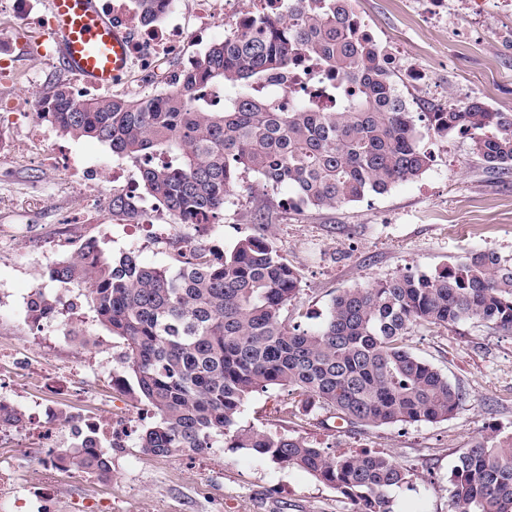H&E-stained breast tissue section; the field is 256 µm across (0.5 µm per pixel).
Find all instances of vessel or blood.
<instances>
[{"mask_svg": "<svg viewBox=\"0 0 512 512\" xmlns=\"http://www.w3.org/2000/svg\"><path fill=\"white\" fill-rule=\"evenodd\" d=\"M48 10V35L70 73L108 89L128 71V36L97 0H48Z\"/></svg>", "mask_w": 512, "mask_h": 512, "instance_id": "vessel-or-blood-1", "label": "vessel or blood"}]
</instances>
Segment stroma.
I'll return each mask as SVG.
<instances>
[{
  "mask_svg": "<svg viewBox=\"0 0 512 512\" xmlns=\"http://www.w3.org/2000/svg\"><path fill=\"white\" fill-rule=\"evenodd\" d=\"M225 0H175L192 16L207 6L212 27L159 58L149 70L132 68L112 87L129 98L168 84L224 38ZM384 50L396 51L395 81L414 104L459 105L483 99L492 109L512 112V10L479 0L473 13L449 5L444 21L433 17L431 0H353ZM46 0L26 14L0 0V137L11 143L0 157V348L28 359L31 370L12 376L26 409L54 381L57 397L96 417L128 418L136 438L113 452L112 478L73 480L54 475L62 512L85 501L93 512H351L338 490L295 467L276 464L244 449L215 448L160 458L145 454L137 441L154 417L146 406L115 389L111 376H123L124 345L98 325L89 310L73 315V326L89 345L72 336L34 333L26 322L24 295L43 286L56 291L46 267L74 256L80 241L92 239L109 253L125 250L114 234L118 223L90 201L139 183L138 169L119 159L107 144L62 134L36 115V95L47 85H76L46 39L41 21ZM428 75L431 87L408 80L411 70ZM420 147L431 154L430 168L417 180L388 193L369 194L333 209H293L287 187L272 190L251 173L243 174L221 220L206 230L174 223L167 212L148 222L126 225L147 263L176 262L173 241L231 251L249 236H264L299 274L300 291L288 305L291 324L310 329L325 318L332 297L402 273H432L461 265L475 252L495 250L512 259V174L486 170L468 138L422 134ZM92 163L88 175L72 177L69 161ZM410 350L431 363L467 394L452 418L436 423L382 427L346 425L320 406H304L297 395L271 389L250 396L239 419L339 453L378 452L392 458L406 481L392 489L395 512H455L452 475L460 448L491 429H512V334L473 319L452 327H415ZM86 361L72 370L73 361ZM20 432L0 439V461L10 463L18 485H28L37 464Z\"/></svg>",
  "mask_w": 512,
  "mask_h": 512,
  "instance_id": "35a3bbf8",
  "label": "stroma"
}]
</instances>
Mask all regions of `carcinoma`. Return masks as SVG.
<instances>
[{
  "label": "carcinoma",
  "mask_w": 512,
  "mask_h": 512,
  "mask_svg": "<svg viewBox=\"0 0 512 512\" xmlns=\"http://www.w3.org/2000/svg\"><path fill=\"white\" fill-rule=\"evenodd\" d=\"M169 0H137L157 23ZM290 14L250 17L224 35L163 95L73 98L56 83L37 97V117L77 139L109 145L139 164L147 194L177 224H213L239 175L291 189L288 207L334 208L420 177L431 155L416 121L438 136L458 133L494 173L512 172V112L478 98L414 117L395 88L384 50L357 24L351 0H293ZM334 75L320 92L285 109L272 82L288 79L299 52ZM115 219L135 223V198L112 193ZM175 268L118 256L99 245L54 261L50 280L73 288L96 320L125 345L122 386L151 408L140 438L146 452L241 448L300 468L353 502V512H394L388 492L405 473L384 454H336L243 425L257 391L285 388L350 424L380 427L453 417L466 393L406 345L415 326L469 319L512 332V262L472 254L456 269L406 274L331 300L310 330L288 321L299 274L260 236L228 253L177 247ZM32 327L70 313L60 295L37 289ZM73 469L99 480L111 461L88 447L65 449ZM458 512H512V430L493 429L460 449L452 479Z\"/></svg>",
  "instance_id": "1"
}]
</instances>
